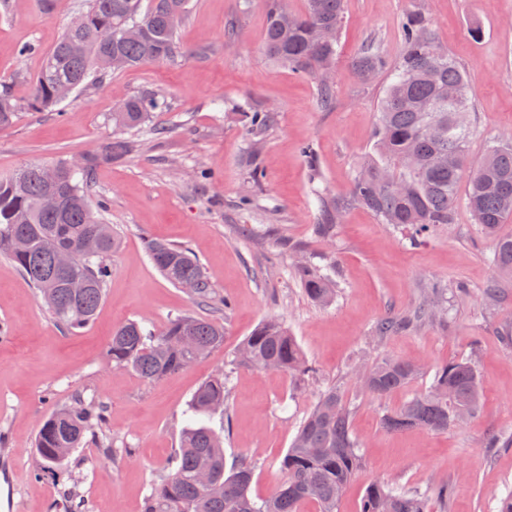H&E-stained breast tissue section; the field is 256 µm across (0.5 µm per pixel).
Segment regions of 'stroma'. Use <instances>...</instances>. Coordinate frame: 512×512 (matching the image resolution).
<instances>
[{
    "label": "stroma",
    "instance_id": "35a3bbf8",
    "mask_svg": "<svg viewBox=\"0 0 512 512\" xmlns=\"http://www.w3.org/2000/svg\"><path fill=\"white\" fill-rule=\"evenodd\" d=\"M75 0L46 12L41 0H0V84L27 96L42 54L62 36ZM179 30L188 51L180 66L150 63L112 74L53 110L22 111L0 130V176L27 166L99 151L113 135L115 105L146 88L163 91L167 111L150 125L156 140L127 131L137 148L95 166L105 217L121 237L94 321L75 333L60 328L27 279L0 256V512H59L74 493L83 512H142L148 485L166 470L187 425L183 415L198 386L226 376L224 458L255 464L252 494L271 495L280 462L321 392L339 385L354 405L351 430L365 465L336 512H360L368 486L385 481L424 494L429 512H498L512 492V274L496 271L494 240L474 224L465 204L454 223L424 246L348 202V187L374 147L385 76L366 82L351 61L373 44L396 60L403 48L399 20L419 11L441 49L471 77L470 163L488 145L512 137V0H344L341 55L330 74L333 106L323 108L318 81L272 60L264 47L262 0H194ZM33 51L20 55L23 46ZM248 108L272 109L276 121L252 153ZM313 146L314 158L303 149ZM264 169L247 186L251 164ZM249 201H242V194ZM341 206L333 238L315 231L323 209ZM192 249L223 308L198 304L166 281L150 262L146 239ZM304 260L330 274L336 298L311 301L293 274ZM434 284L444 289L446 318L384 340L381 319L402 312ZM465 285L458 296L457 285ZM192 314L224 324L222 347L183 371L148 382L113 369L108 340L129 320L163 330ZM280 319L300 345L308 375L290 376L234 364V353L262 321ZM416 362L404 388L377 398L363 392L360 372L380 358ZM474 364L481 413L445 431H386L380 418L430 388L437 368ZM103 401L117 459L95 441L78 449L58 480L35 478V440L42 421L74 395ZM447 484L448 501L434 489Z\"/></svg>",
    "mask_w": 512,
    "mask_h": 512
}]
</instances>
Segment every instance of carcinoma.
I'll list each match as a JSON object with an SVG mask.
<instances>
[{
  "mask_svg": "<svg viewBox=\"0 0 512 512\" xmlns=\"http://www.w3.org/2000/svg\"><path fill=\"white\" fill-rule=\"evenodd\" d=\"M263 2L269 56L298 73L319 77L321 104L329 107L332 86L323 74L335 66L340 47L336 39H322L320 30L340 29L344 0H306L304 12L289 17L281 10V0ZM193 7V0H84L61 39L44 54L29 94L19 98L11 86L0 87V128L10 126L23 109L47 111L61 104L62 85L77 92L102 80L112 69L97 68L100 57L118 58L123 70L147 63L179 65L186 51L178 29ZM399 25L404 47L392 68L372 48L352 62L365 79L389 70V83L377 112L375 155L354 175L350 200L372 211L381 223L408 230L410 243L418 246L440 225L454 223L463 186L474 222L496 237L494 265L512 274V237L497 236L499 226L512 217V138L495 142L477 166H470L466 115L472 79L452 60L434 58L437 44L424 15L408 13ZM70 37L82 42V54L71 53ZM166 106L164 93L146 90L121 100L112 123L120 130L138 129ZM274 122L275 112L252 111L251 134L261 137ZM133 149L131 141L114 136L100 152L85 155L76 171L66 158L51 163L55 172L51 183L41 164L0 178V255L27 277L53 320L68 330L82 329L94 319L111 275L109 257L121 243L110 228L97 253L85 250L86 241L106 225L105 202L94 209L89 201L91 171L98 160L123 158ZM49 191L61 198L57 210L42 206ZM13 238L24 239L26 248L14 249ZM60 250L68 251L72 259L65 271L55 264ZM145 250L167 281L176 286L192 281L195 300L204 306L214 304L213 286L189 248L147 240ZM295 273L308 298L320 304L333 300L335 290L328 277L307 264L295 267ZM439 294L433 287L403 315L378 322L376 337L384 339L444 315ZM223 344V324L184 315L170 320L159 334L137 321L116 327L107 356L113 367L155 382ZM242 346L246 357L236 362L256 369L293 373L305 365L299 344L277 320L261 322ZM418 371L409 361L383 358L364 372L365 388L384 396L406 386ZM481 407L475 366L455 362L436 370L427 392L383 414L381 424L391 432L417 426L446 430L454 426L457 409L467 408L474 416ZM219 411H224L222 375L205 380L195 391L189 404L195 422L183 433L167 472L149 485L144 512H298L310 502L317 504V512H336L338 492L362 467L350 430V402L340 389L331 386L320 395L281 461L282 482L263 499L251 495L255 473L251 461L241 458L226 468L222 432L208 424ZM105 425L106 406L81 395L74 405L55 410L37 435V474L52 478L67 469L88 433L106 455L117 454ZM203 466L212 470L218 491L212 493L197 482ZM361 512H428V508L417 494L375 482L366 491Z\"/></svg>",
  "mask_w": 512,
  "mask_h": 512,
  "instance_id": "carcinoma-1",
  "label": "carcinoma"
}]
</instances>
